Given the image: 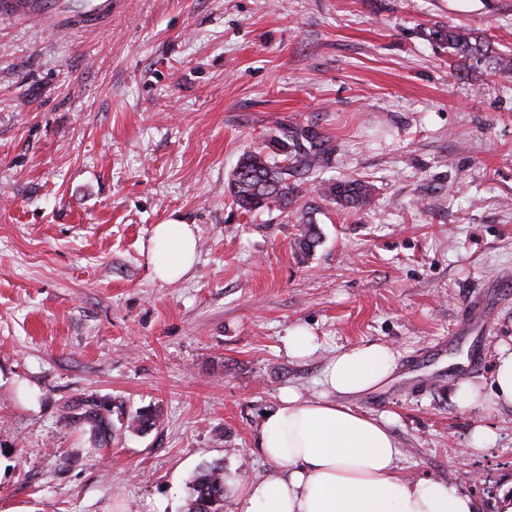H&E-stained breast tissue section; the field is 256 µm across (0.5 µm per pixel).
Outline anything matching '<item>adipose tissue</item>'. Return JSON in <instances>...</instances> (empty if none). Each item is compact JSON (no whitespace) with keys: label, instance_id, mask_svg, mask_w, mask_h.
I'll return each mask as SVG.
<instances>
[{"label":"adipose tissue","instance_id":"1","mask_svg":"<svg viewBox=\"0 0 512 512\" xmlns=\"http://www.w3.org/2000/svg\"><path fill=\"white\" fill-rule=\"evenodd\" d=\"M196 246L194 225H155L149 247L155 278L187 276ZM397 368L393 349L371 342L337 351L311 395L283 389L256 437L271 471L229 481L241 512H475L472 499L446 482L405 476L392 417L353 407L354 399L386 384Z\"/></svg>","mask_w":512,"mask_h":512}]
</instances>
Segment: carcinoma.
<instances>
[{"label": "carcinoma", "mask_w": 512, "mask_h": 512, "mask_svg": "<svg viewBox=\"0 0 512 512\" xmlns=\"http://www.w3.org/2000/svg\"><path fill=\"white\" fill-rule=\"evenodd\" d=\"M429 38L473 68H483L493 75L512 74V55L498 51L472 29L436 25L430 29ZM335 152L332 138L314 126H281L279 135L270 142L269 152L247 150L240 155L228 183L232 204L249 213L292 212L298 227V252L303 257L311 255L321 239L316 220L321 212L319 202L328 201L356 213L372 201L370 183L347 175L321 184L318 201L291 210L297 202L300 181L327 165ZM224 494V466L212 463L192 481L189 512H200L199 502L204 497L210 499L211 512H224Z\"/></svg>", "instance_id": "carcinoma-1"}]
</instances>
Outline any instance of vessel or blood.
<instances>
[{"label": "vessel or blood", "mask_w": 512, "mask_h": 512, "mask_svg": "<svg viewBox=\"0 0 512 512\" xmlns=\"http://www.w3.org/2000/svg\"><path fill=\"white\" fill-rule=\"evenodd\" d=\"M120 0H0V19H22L64 34L111 21Z\"/></svg>", "instance_id": "vessel-or-blood-1"}]
</instances>
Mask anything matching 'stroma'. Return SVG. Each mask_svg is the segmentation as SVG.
Returning a JSON list of instances; mask_svg holds the SVG:
<instances>
[{
    "label": "stroma",
    "instance_id": "obj_1",
    "mask_svg": "<svg viewBox=\"0 0 512 512\" xmlns=\"http://www.w3.org/2000/svg\"><path fill=\"white\" fill-rule=\"evenodd\" d=\"M448 24L512 50V0H125L62 35L0 20V512H188L200 467L270 471L254 437L282 388L311 394L336 349L379 341L398 370L357 406L394 415L404 472L503 512L512 409L453 394L512 346V76L450 65L428 37ZM283 124L336 143L301 203L346 174L374 188L358 215L324 203L304 263L294 219L228 192ZM169 220L198 236L175 283L149 265ZM296 325L320 344L303 360ZM94 408L99 445L78 420ZM319 345L315 336L303 326L294 328L288 337V354L297 359L313 355Z\"/></svg>",
    "mask_w": 512,
    "mask_h": 512
}]
</instances>
